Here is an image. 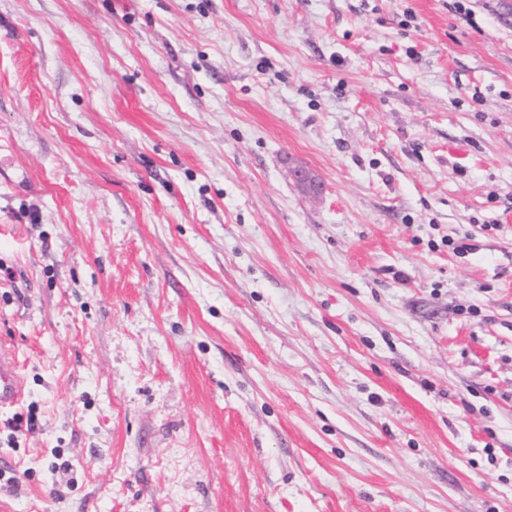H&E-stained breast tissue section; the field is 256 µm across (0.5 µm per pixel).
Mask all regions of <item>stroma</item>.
I'll return each instance as SVG.
<instances>
[{
    "label": "stroma",
    "mask_w": 512,
    "mask_h": 512,
    "mask_svg": "<svg viewBox=\"0 0 512 512\" xmlns=\"http://www.w3.org/2000/svg\"><path fill=\"white\" fill-rule=\"evenodd\" d=\"M453 3L0 0V512H512V0ZM22 397V382L15 358L0 353V409L13 406Z\"/></svg>",
    "instance_id": "35a3bbf8"
}]
</instances>
